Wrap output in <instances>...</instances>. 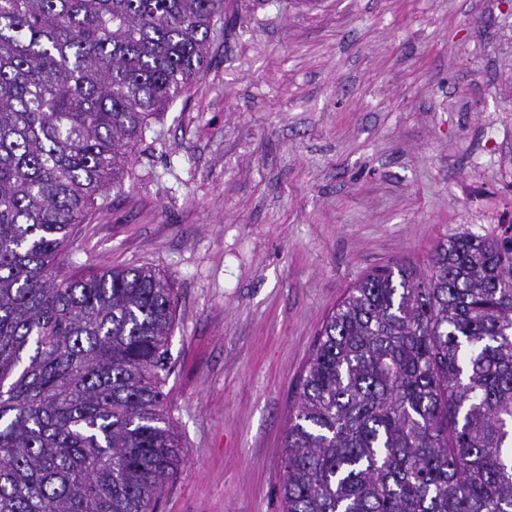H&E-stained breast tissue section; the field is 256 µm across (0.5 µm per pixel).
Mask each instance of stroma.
<instances>
[{"instance_id":"stroma-1","label":"stroma","mask_w":512,"mask_h":512,"mask_svg":"<svg viewBox=\"0 0 512 512\" xmlns=\"http://www.w3.org/2000/svg\"><path fill=\"white\" fill-rule=\"evenodd\" d=\"M512 224V0H226L73 267L171 275L188 453L156 512H281L324 317L372 268Z\"/></svg>"}]
</instances>
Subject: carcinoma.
Here are the masks:
<instances>
[{
  "mask_svg": "<svg viewBox=\"0 0 512 512\" xmlns=\"http://www.w3.org/2000/svg\"><path fill=\"white\" fill-rule=\"evenodd\" d=\"M224 0H0V512H153L175 288L61 273L149 120L207 62ZM284 512H512V226L361 276L284 436Z\"/></svg>",
  "mask_w": 512,
  "mask_h": 512,
  "instance_id": "cac0c4a2",
  "label": "carcinoma"
}]
</instances>
